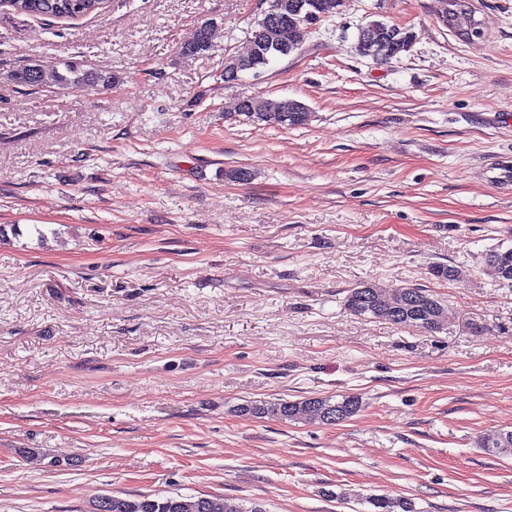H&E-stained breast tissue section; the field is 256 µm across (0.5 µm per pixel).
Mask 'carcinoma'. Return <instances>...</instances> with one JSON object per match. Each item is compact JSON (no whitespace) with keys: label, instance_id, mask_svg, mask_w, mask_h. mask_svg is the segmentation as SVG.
<instances>
[{"label":"carcinoma","instance_id":"1","mask_svg":"<svg viewBox=\"0 0 512 512\" xmlns=\"http://www.w3.org/2000/svg\"><path fill=\"white\" fill-rule=\"evenodd\" d=\"M107 0H0L1 7H9L18 14L55 19H77L101 8ZM316 12L324 19L339 13L342 0H313ZM309 30L304 20L294 18L283 26L273 20L256 21L243 50L230 56L224 70V82L231 83L245 71H260L276 58H285L302 50ZM408 31L398 28L397 34L387 30L364 26L359 30V53L377 64H385L408 50ZM212 48V27L201 26L195 39L182 47V54L202 56ZM14 82L29 87L57 86L62 89L99 87L112 89L118 77L110 72L85 68L79 61L63 59L55 64H34L12 74ZM238 117L274 127L301 126L308 121L309 113L301 102L294 99L272 100L263 96L239 100ZM497 279L512 281V249L492 250L484 257ZM345 309L356 316L385 320L401 327H416L436 331L446 320L448 309L429 290L419 287H400L390 291L363 282L349 290ZM362 408V401L354 395L338 398L314 397L303 400L279 402L251 401L237 406L236 411L256 418L275 417L281 420L318 421L337 425L346 421ZM478 446L487 452L498 448H512V430L496 429L479 435ZM99 512H262L255 507L235 505L220 495L188 496L170 495H106ZM367 503L370 512H415L414 504L404 497L372 496Z\"/></svg>","mask_w":512,"mask_h":512}]
</instances>
